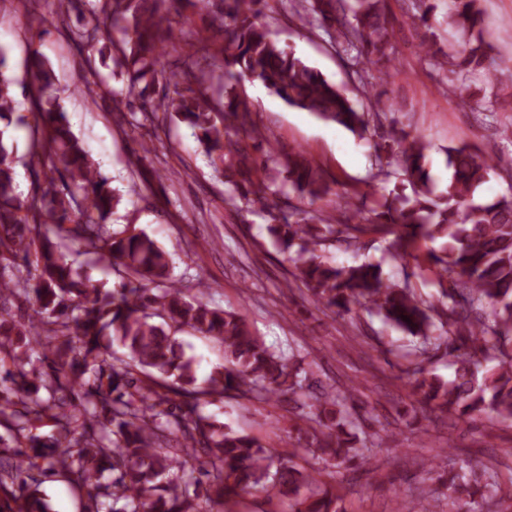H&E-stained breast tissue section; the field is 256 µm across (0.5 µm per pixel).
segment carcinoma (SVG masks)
<instances>
[{
	"label": "carcinoma",
	"mask_w": 512,
	"mask_h": 512,
	"mask_svg": "<svg viewBox=\"0 0 512 512\" xmlns=\"http://www.w3.org/2000/svg\"><path fill=\"white\" fill-rule=\"evenodd\" d=\"M168 0H61L60 14L78 16L69 29L83 47L104 38L101 55L126 75L125 95L139 101L145 121L158 113L188 124L204 151L224 167L225 182L247 204L291 199L313 204L330 192L304 152L255 157L231 131L264 138L255 112L234 84L258 79L289 106L362 137L381 131L375 164L392 199L353 201L349 190L332 224L315 211L288 204L267 232L292 264L314 303L381 317L419 341L404 370L408 384L432 412L474 419L493 414L512 421V197L475 201L490 172L512 170V159L478 158L466 144L445 150L448 181L438 189L428 167L429 143L394 125L381 108L396 109L385 84L397 61L384 0H289L305 26L323 31L330 47L356 67L363 100H353L261 22L265 0L220 3V23L171 60L178 21ZM453 45L435 33L436 0H406L422 31L420 51L440 62L448 96L494 112L471 77L485 71L498 90L512 92V70L494 56L483 0H450ZM0 46V512H48L42 477L57 476L85 493L82 512H235L246 495L277 500L283 512H341L332 481L366 458L357 447L353 407L359 387L302 393L313 376L271 351L235 312L205 300L197 277L191 294L171 277L169 254L143 230L115 229L122 200L71 130L49 60L34 50L23 82L7 75ZM83 92L106 93L94 62ZM36 109L26 153L10 135L24 121L15 87ZM164 94L155 99L154 89ZM39 164L43 178L19 191L17 167ZM390 239L392 254L433 274L437 293L423 296L408 283L382 278L380 266H344L319 254L337 243L357 247L363 236ZM440 242L435 249L429 244ZM86 255L107 265L117 282L100 288L75 266ZM27 306L28 319L12 308ZM409 321H404V318ZM188 331L224 346V365L205 379L185 355L177 333ZM119 345V354L113 345ZM445 350L455 365L443 380L422 363ZM235 391L241 398L294 403L291 427L308 424L315 466L267 448L248 434L218 424L204 406ZM49 422L53 433H37ZM117 476L101 482V473ZM489 467L471 459L438 476L459 512H483L499 487Z\"/></svg>",
	"instance_id": "cac0c4a2"
}]
</instances>
